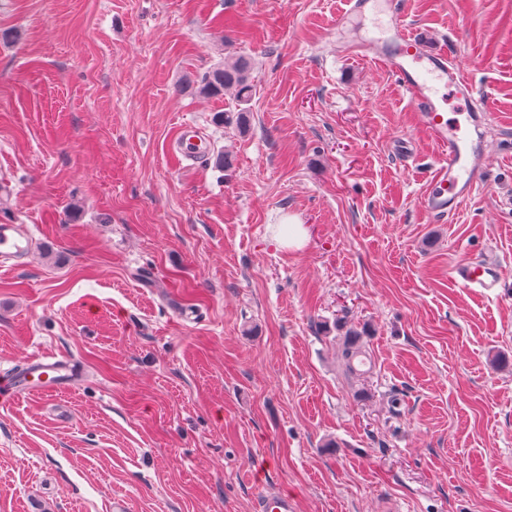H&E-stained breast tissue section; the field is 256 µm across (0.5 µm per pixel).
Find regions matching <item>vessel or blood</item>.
Here are the masks:
<instances>
[{
  "instance_id": "1",
  "label": "vessel or blood",
  "mask_w": 512,
  "mask_h": 512,
  "mask_svg": "<svg viewBox=\"0 0 512 512\" xmlns=\"http://www.w3.org/2000/svg\"><path fill=\"white\" fill-rule=\"evenodd\" d=\"M389 34L374 43L358 46L357 54L372 58L393 78L397 88L412 101L421 126L440 146L443 157L429 172V184L420 198L425 214L446 220L452 218L471 199L484 176L490 146L484 136V110L467 113L465 118L449 116L443 91H451L460 100L470 102L475 85L467 77L464 65L446 53L428 49L405 20L402 0H391ZM25 239L10 225L0 226V256L23 254ZM448 276L464 288H476L490 295L503 287L505 270L490 259H461ZM75 374L74 366L53 356L30 360L22 371L0 380V403L13 402L17 393L43 388L50 392L68 390ZM256 512H293L288 495L263 492L255 501Z\"/></svg>"
}]
</instances>
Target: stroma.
I'll return each mask as SVG.
<instances>
[{
    "label": "stroma",
    "mask_w": 512,
    "mask_h": 512,
    "mask_svg": "<svg viewBox=\"0 0 512 512\" xmlns=\"http://www.w3.org/2000/svg\"><path fill=\"white\" fill-rule=\"evenodd\" d=\"M345 0H0V370L72 389L0 407V512H512V0H407L489 96V169L447 223L440 149L348 45ZM248 57L250 129L198 92ZM207 157L172 149L182 124ZM229 166L215 164L217 154ZM306 224L299 250L274 239ZM509 274L483 295L463 258ZM366 327L352 380L337 317ZM24 236L8 224L0 228V256L7 258L21 255L27 250ZM448 276L463 288H478L484 295L495 294L506 279L505 269L491 259L473 260L464 258L453 265ZM75 372L74 366L65 360L53 356L34 358L20 373L3 379L0 383V403H11L17 393L32 388H44L49 392L68 390ZM257 512H293L294 504L288 495L264 491L255 501Z\"/></svg>",
    "instance_id": "stroma-1"
}]
</instances>
